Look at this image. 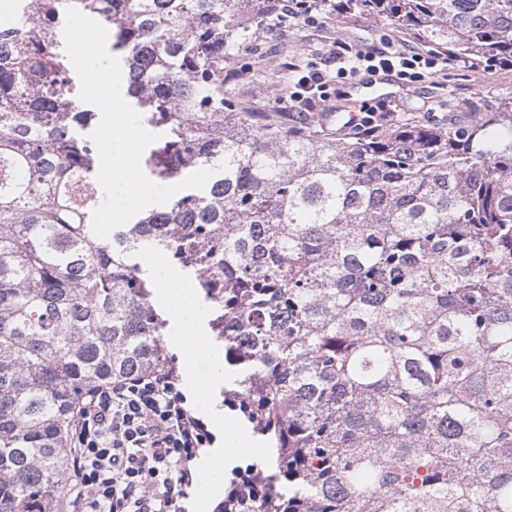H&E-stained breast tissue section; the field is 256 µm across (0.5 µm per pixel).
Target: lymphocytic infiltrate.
Returning <instances> with one entry per match:
<instances>
[{
	"label": "lymphocytic infiltrate",
	"instance_id": "lymphocytic-infiltrate-1",
	"mask_svg": "<svg viewBox=\"0 0 512 512\" xmlns=\"http://www.w3.org/2000/svg\"><path fill=\"white\" fill-rule=\"evenodd\" d=\"M327 68L298 70L288 109L307 112L329 102L335 82L359 72L412 85L456 64L464 76L478 65L441 51L393 45L358 48L337 42ZM212 437L186 405L172 372L157 370L93 388L75 412L69 468L79 477L73 512H186L196 463Z\"/></svg>",
	"mask_w": 512,
	"mask_h": 512
}]
</instances>
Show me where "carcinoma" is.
Masks as SVG:
<instances>
[{
  "instance_id": "obj_1",
  "label": "carcinoma",
  "mask_w": 512,
  "mask_h": 512,
  "mask_svg": "<svg viewBox=\"0 0 512 512\" xmlns=\"http://www.w3.org/2000/svg\"><path fill=\"white\" fill-rule=\"evenodd\" d=\"M32 2L0 19V512H62L78 402L171 368L146 247L197 281L227 399L272 449L224 512H512V101L335 137L224 96L270 0ZM70 6L111 31L160 135L149 177L213 171L106 239ZM348 16L512 66V0H338Z\"/></svg>"
}]
</instances>
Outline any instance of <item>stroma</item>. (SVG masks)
I'll list each match as a JSON object with an SVG mask.
<instances>
[{"mask_svg":"<svg viewBox=\"0 0 512 512\" xmlns=\"http://www.w3.org/2000/svg\"><path fill=\"white\" fill-rule=\"evenodd\" d=\"M337 40L368 45L391 41L411 50L419 47L418 42L400 28L380 26L369 17H347L339 21L328 17L317 25L293 20L285 26L260 31L252 44L240 52L242 68L238 79L231 84L234 97L244 102L258 97L270 101L281 99L288 92L289 64L302 67L322 64L332 42ZM258 59L263 60L269 70L270 78L264 84L256 81L252 71V65ZM508 98L512 99V67L489 66L473 81L461 79L458 71L452 68L447 77H427L411 89L397 91V115L425 124L444 123L453 115L469 111L472 103L491 105ZM245 423L244 416L238 411L225 409L224 426L214 432V447L204 449L197 461L189 512H215L232 479L231 465L265 461V451L228 446V435ZM213 481L218 482L219 493L204 497V486Z\"/></svg>","mask_w":512,"mask_h":512,"instance_id":"1","label":"stroma"}]
</instances>
